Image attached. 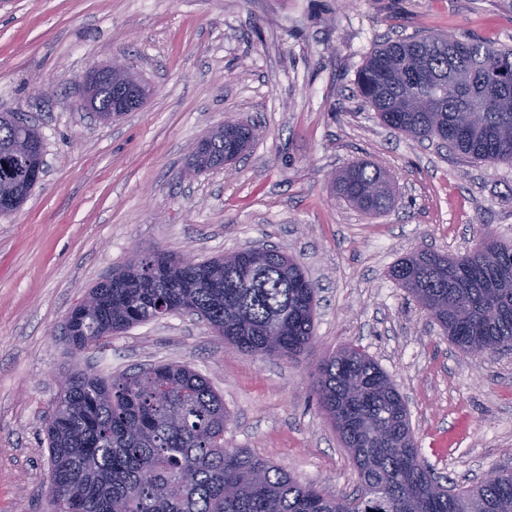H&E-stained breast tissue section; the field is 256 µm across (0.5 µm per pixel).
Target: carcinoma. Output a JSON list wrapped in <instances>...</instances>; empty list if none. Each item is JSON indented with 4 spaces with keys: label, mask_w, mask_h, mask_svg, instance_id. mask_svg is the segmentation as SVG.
<instances>
[{
    "label": "carcinoma",
    "mask_w": 512,
    "mask_h": 512,
    "mask_svg": "<svg viewBox=\"0 0 512 512\" xmlns=\"http://www.w3.org/2000/svg\"><path fill=\"white\" fill-rule=\"evenodd\" d=\"M359 95L388 127L438 140L475 161L512 165V47L444 36L408 37L374 48L358 71ZM119 89L97 91L112 120ZM252 128L211 131L201 173L250 145ZM43 140L13 112L0 113V208L28 196ZM338 197L369 213L386 210L387 173L356 162L335 179ZM391 278L461 351L512 348V246L483 236L466 255L430 250L402 257ZM316 288L292 257L270 248L184 266L157 249L92 286L65 320L76 351L112 333L186 313L241 352L293 359L313 340ZM315 394L357 473L350 496L302 485L244 448L224 447L230 421L220 395L186 365L117 376L70 375L46 421L49 512H512V471L473 488L446 487L420 458L406 403L365 352L346 346L324 358Z\"/></svg>",
    "instance_id": "1"
}]
</instances>
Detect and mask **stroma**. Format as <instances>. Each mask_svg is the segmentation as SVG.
I'll return each mask as SVG.
<instances>
[{"instance_id":"obj_1","label":"stroma","mask_w":512,"mask_h":512,"mask_svg":"<svg viewBox=\"0 0 512 512\" xmlns=\"http://www.w3.org/2000/svg\"><path fill=\"white\" fill-rule=\"evenodd\" d=\"M415 35L512 47V0H0V111L39 128L48 169L0 217V512L48 510L62 377L166 363L223 398L225 447L352 494L350 454L314 393L319 361L347 345L393 380L442 482L512 469V349L463 353L390 276L422 247L459 256L486 231L512 243V166L406 138L355 94L374 46ZM115 59L153 93L104 122L77 108L79 80ZM228 118L255 123L248 153L186 177L193 145ZM355 161L391 177L386 211L338 198L332 176ZM254 244L316 287L308 354H246L187 314L69 350V310L137 255L206 261Z\"/></svg>"}]
</instances>
